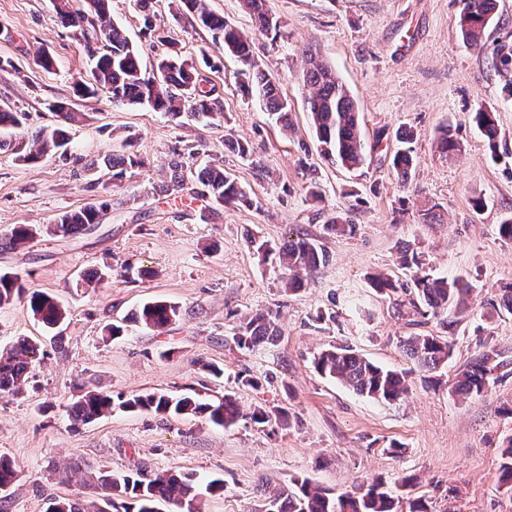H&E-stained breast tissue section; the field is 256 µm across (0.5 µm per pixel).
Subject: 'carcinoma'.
<instances>
[{
  "label": "carcinoma",
  "mask_w": 512,
  "mask_h": 512,
  "mask_svg": "<svg viewBox=\"0 0 512 512\" xmlns=\"http://www.w3.org/2000/svg\"><path fill=\"white\" fill-rule=\"evenodd\" d=\"M197 25L211 33L212 40L224 53L232 56L240 66L242 81L239 91L249 97L256 95L265 109L283 126H288L290 108L288 101L280 96L276 78L264 70L254 59L250 39L214 13L208 0H181ZM244 9L252 17L254 27L262 34L278 35L281 28L279 18L266 9V0H242ZM57 18L63 26L79 32L84 43H93L94 50L87 51L95 66L87 77L74 83L73 92L79 97H96L101 93L112 98V103L123 105H147L156 112L174 118L188 113L197 121L207 124L221 110L219 98L212 91L197 88L196 68L181 59L178 53L161 58L155 70L147 72L140 65L139 52L123 30L109 18V0H52ZM496 8V0H463L460 13V32L471 44L481 41ZM306 69L304 84L310 88L308 112L310 123L321 144L322 155L347 169H358L367 161L368 148L361 128L356 102L345 85L317 53L308 49L303 52ZM494 66L498 70L512 71V47L497 48ZM50 110L59 117L57 125L37 131L33 138L36 149L23 142L12 144L18 159L35 163L49 153L66 154L70 143L69 124L74 120L66 104L50 105ZM23 114L8 106H0V129L19 128ZM472 120L496 148L498 128L493 114L479 110ZM413 133L402 132L400 142L407 148L394 157V166L402 181H407L415 164ZM102 164L112 169V178L122 179L127 170L141 165L134 153L106 156ZM169 181L164 189L168 194L185 190L186 170L183 162L172 160L168 164ZM200 189L196 195L209 194L221 205L237 206L253 204L249 193L226 170L213 165L203 167L196 175ZM107 204H89L83 209L60 215L55 223L46 227V233L62 238H77L89 235L100 223ZM330 235L344 234L354 225L337 215L323 225ZM37 229L29 224H16L3 246L8 249L23 247L35 236ZM256 252L273 255L283 271L285 284L291 290L303 287V275L317 269L327 260L325 249L313 240L290 235L279 246L258 238L250 239ZM401 265L410 270V305L414 309L424 308L422 315L442 317L443 328L452 326L446 319L452 309L465 304L472 285L460 278L452 280L437 276L430 271L423 255L414 249H406L401 255ZM26 303L33 317L47 328H55L65 320L61 302L44 291H29L21 278L8 272L0 274V307L14 301ZM181 317L180 306L163 300L151 301L133 313L132 321L145 328L163 333L170 323ZM280 328L270 313L250 316L236 328L234 343L240 349H251L279 336ZM405 355L426 373L444 367L451 356V343L433 334L416 333L401 340ZM39 356L36 342L19 337L0 345V397L16 396L27 383L30 368ZM315 370L351 388L357 394L375 401L394 402L408 393L407 375L404 371L383 368L357 354L348 346H333L314 357ZM512 360L495 350L477 354L458 375L454 391L464 397L481 395L496 370H504ZM129 411H149L156 414L180 417L205 415L209 421L224 428L235 425L241 417L235 397L224 394L216 402L188 395L170 396L153 392L135 395L127 399H114L111 394L94 388L83 387L77 399L67 408V417L74 428L89 424L112 413L115 408ZM284 411L256 408L250 416L254 424L266 425L279 421ZM19 477L15 463L0 457V493ZM198 478L180 472L151 473L138 469L133 473L115 475L100 470L98 482L102 493L91 499L53 500L47 512H159L162 502L172 512H200ZM262 512H397V502L391 488L382 482H374L354 492L332 495L315 486L307 478L291 479V486L269 493Z\"/></svg>",
  "instance_id": "1"
}]
</instances>
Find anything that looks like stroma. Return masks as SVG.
Masks as SVG:
<instances>
[{
    "label": "stroma",
    "mask_w": 512,
    "mask_h": 512,
    "mask_svg": "<svg viewBox=\"0 0 512 512\" xmlns=\"http://www.w3.org/2000/svg\"><path fill=\"white\" fill-rule=\"evenodd\" d=\"M209 5L251 36L261 67L291 106L290 129L272 120L258 98L241 94L234 58L178 0H153L150 32L134 0H110L111 20L138 48L142 69L151 70L172 46L194 63L203 87L224 105L223 118L210 125L116 106L105 94L75 100L74 84L91 66L82 37L58 23L51 0H0V105L27 113L29 133L53 124L51 103L74 101L83 114L70 129L67 156L32 164L16 161L9 147L17 130L0 131V240L17 224L42 228L87 203L108 205L95 233H41L22 248L0 250V273L21 275L27 287L55 295L68 310L57 347L26 303L0 307V343L28 337L41 340L43 350L22 394L0 398V455L21 471L5 512H46L52 499L93 497L98 470L119 474L139 466L222 479V491L202 494V512H260L267 489L297 476L335 495L383 481L394 488L400 512L416 500L429 512H512V489L501 481L512 436L505 414L512 373L476 398L452 391L457 373L479 352L491 348L512 359V314L492 307L500 286L512 282V240L499 233L512 217V100L503 92L507 75L492 64L497 46L512 47V0H497L476 45L461 37V0H266L284 22L274 38L255 31L240 0ZM308 48L336 70L358 104L371 145L362 168H341L320 152L303 82ZM42 54L53 58L51 69L38 66ZM481 109L495 115L497 148L470 119ZM449 125L459 148L446 154L439 138ZM401 128L413 132L416 155L405 182L393 166ZM236 140L253 147L263 174L232 152ZM129 147L142 165L123 179L87 170V163ZM177 153L192 168L223 162L253 206L224 207L201 222L210 199L161 191ZM313 180L316 197L308 192ZM338 214L348 216L354 233L324 234L325 222ZM292 231L328 254L296 291L285 287L274 257L247 243L252 234L276 245ZM407 247L421 251L434 274L471 283L451 330L417 314L404 293L372 288L378 273L405 281L399 257ZM129 266L152 276L123 278ZM106 268L111 281H87ZM154 299L183 311L162 334L129 322ZM256 311L276 314L281 334L274 343L238 349L233 329ZM111 323L126 325V333L108 339ZM421 332L447 336L453 347L434 385L400 347L405 336ZM332 345L407 372L408 393L378 402L319 375L313 359ZM208 364L223 367V379L208 375ZM240 375L261 384H239ZM84 381L125 398L229 388L242 416L224 429L202 417L117 409L75 429L67 407ZM258 407L284 409L289 424H252ZM394 444L399 452H391ZM69 465L78 471L66 479ZM405 476L411 482L403 487Z\"/></svg>",
    "instance_id": "stroma-1"
}]
</instances>
